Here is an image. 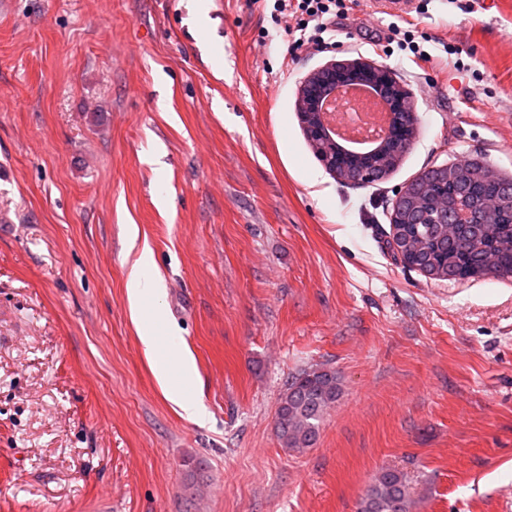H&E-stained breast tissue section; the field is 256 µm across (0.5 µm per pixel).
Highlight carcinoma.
<instances>
[{"label": "carcinoma", "instance_id": "cac0c4a2", "mask_svg": "<svg viewBox=\"0 0 512 512\" xmlns=\"http://www.w3.org/2000/svg\"><path fill=\"white\" fill-rule=\"evenodd\" d=\"M449 169L456 172L452 180H445L438 169L425 170L412 180L417 188L413 200L392 212L393 253L400 258L423 259L438 280L448 272L456 274L458 280L488 273L511 277L512 193L486 182L481 169L466 162ZM489 197L498 199V206L492 210L484 207ZM429 201L467 210L469 223L456 225L455 233L448 234V225L430 223V215L423 212ZM342 393L340 377L330 369H304L291 377L275 416L281 445L297 453L314 447L325 415ZM412 507L408 474L385 467L376 472L364 490L358 512H411Z\"/></svg>", "mask_w": 512, "mask_h": 512}]
</instances>
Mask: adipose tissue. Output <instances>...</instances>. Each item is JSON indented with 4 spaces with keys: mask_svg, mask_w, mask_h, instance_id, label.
Masks as SVG:
<instances>
[{
    "mask_svg": "<svg viewBox=\"0 0 512 512\" xmlns=\"http://www.w3.org/2000/svg\"><path fill=\"white\" fill-rule=\"evenodd\" d=\"M154 267L151 250L143 249L132 265L126 282L127 300L133 321L138 323L146 320L150 323L149 329L139 333V339L149 355L155 351L153 330L163 323L155 304L163 288ZM156 370L168 399L180 410L182 416L193 422L202 420L204 409L193 392V361L184 353L175 351L163 359Z\"/></svg>",
    "mask_w": 512,
    "mask_h": 512,
    "instance_id": "obj_1",
    "label": "adipose tissue"
}]
</instances>
